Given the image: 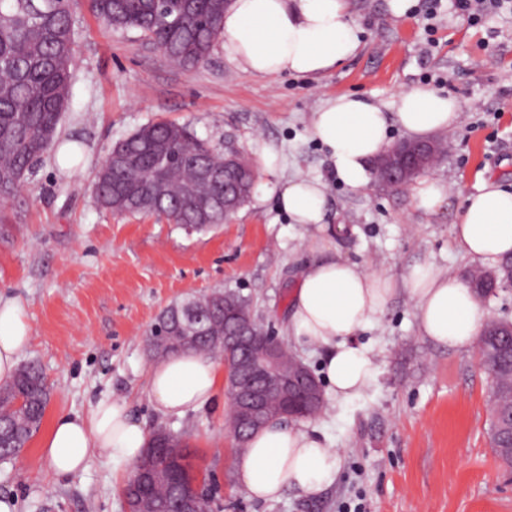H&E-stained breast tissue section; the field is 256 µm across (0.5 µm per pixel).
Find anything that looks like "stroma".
Here are the masks:
<instances>
[{"label":"stroma","instance_id":"stroma-1","mask_svg":"<svg viewBox=\"0 0 512 512\" xmlns=\"http://www.w3.org/2000/svg\"><path fill=\"white\" fill-rule=\"evenodd\" d=\"M349 12L359 52L311 81L245 73L220 42L204 65L182 69L139 31L78 11L71 99L54 147L18 197L0 201V296L20 299L32 327L20 359L48 378L46 421L121 399L146 429L185 433L223 512H512V469L492 449L490 380L477 350L420 336L404 294L357 338L377 356L375 382L350 402L329 401L310 422L341 458L337 481L318 494L289 489L274 503L249 495L225 429L226 392L181 419L160 416L146 394V336L164 309L232 290L286 336L290 293L315 244L396 278L421 260L461 279L471 270L453 237L462 202L489 180L512 187V0L476 23L450 0H414L401 17L389 0H350ZM411 87L462 107L459 124L438 135L446 154L423 175L448 191L433 214L416 208L409 188L391 192L372 179L348 189L309 132L326 97L356 94L390 109ZM158 120L189 125L218 150L253 161L254 192L231 222L197 233L162 215L99 206L94 177L109 147ZM69 149L76 157L65 168L59 157ZM270 150L274 170L264 163ZM294 175L325 184L324 227L292 223L278 208L277 185ZM129 471L116 458L55 478L33 439L0 462V501L14 512H121Z\"/></svg>","mask_w":512,"mask_h":512}]
</instances>
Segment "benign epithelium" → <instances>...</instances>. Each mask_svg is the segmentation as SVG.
I'll use <instances>...</instances> for the list:
<instances>
[{
    "mask_svg": "<svg viewBox=\"0 0 512 512\" xmlns=\"http://www.w3.org/2000/svg\"><path fill=\"white\" fill-rule=\"evenodd\" d=\"M436 153L433 141H423L406 150L399 161H381L397 169L392 181L405 187L412 175L432 165ZM278 341L271 339L259 342L248 336V328L240 323L235 333L224 337L225 379L235 381L247 376L256 381L250 386L234 387L228 391L232 403L239 411L236 425L229 432L236 441H241L253 430H258L272 420L286 421L297 415L298 400L303 394L315 403L319 399L313 377L308 369L292 374L280 362ZM176 434L169 429L154 432L153 444L145 456L136 463L129 481L127 495L122 498V512L143 510L150 483L158 476V470L166 469L177 479L189 477L183 484L178 501V512H201L204 499L199 495V476L187 449L175 444Z\"/></svg>",
    "mask_w": 512,
    "mask_h": 512,
    "instance_id": "1",
    "label": "benign epithelium"
}]
</instances>
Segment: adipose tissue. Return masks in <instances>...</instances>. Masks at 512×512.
Returning a JSON list of instances; mask_svg holds the SVG:
<instances>
[{"label": "adipose tissue", "mask_w": 512, "mask_h": 512, "mask_svg": "<svg viewBox=\"0 0 512 512\" xmlns=\"http://www.w3.org/2000/svg\"><path fill=\"white\" fill-rule=\"evenodd\" d=\"M223 31L224 49L237 68L263 77L290 73L316 80L360 49L347 0H230ZM460 113L455 98L422 87L401 91L391 112L370 99L343 94L312 112L310 133L326 148L338 180L356 191L367 184V165L386 147L390 125L424 140L457 125ZM277 195L293 223L323 224L328 200L321 180L285 178ZM453 236L469 261L480 266L511 255L512 190L490 181L468 195ZM401 291L415 302L422 336L451 349L475 344L482 325L479 299L430 262L414 263L398 281L341 258L313 260L302 272L288 308V335L298 346L324 349L322 373L332 399L352 400L375 381V355L355 338ZM31 339L22 303L0 298V382L12 378ZM223 385L222 364L193 351L165 357L148 371L151 403L166 418L209 405ZM149 438L126 402L101 400L87 414L57 415L39 446L48 471L66 478L96 460L135 463ZM339 461L337 449L307 425L273 423L250 438L237 475L253 498L275 502L287 488L316 494L330 487Z\"/></svg>", "instance_id": "1"}]
</instances>
